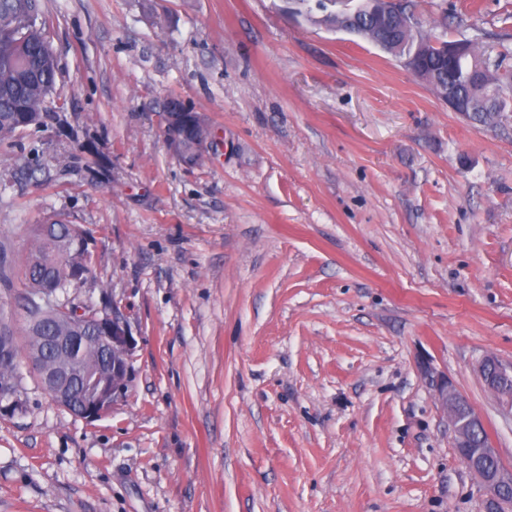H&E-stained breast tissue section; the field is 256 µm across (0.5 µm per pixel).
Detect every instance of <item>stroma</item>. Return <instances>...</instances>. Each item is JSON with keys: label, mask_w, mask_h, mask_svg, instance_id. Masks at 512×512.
Returning a JSON list of instances; mask_svg holds the SVG:
<instances>
[{"label": "stroma", "mask_w": 512, "mask_h": 512, "mask_svg": "<svg viewBox=\"0 0 512 512\" xmlns=\"http://www.w3.org/2000/svg\"><path fill=\"white\" fill-rule=\"evenodd\" d=\"M512 56V0H411ZM54 117L0 144V229L87 233L124 394L88 422L33 375L0 418V512H486L437 382L512 470V117L475 125L283 0H45ZM180 97L212 145L164 134ZM487 366L492 367L494 369L495 380L489 379V390L492 391L497 401L506 409L512 410V399L505 398L501 395L500 391L497 388L496 380L498 379H507L512 377V367L507 368L503 366L495 357L487 356L483 359L480 365V372H483ZM441 396L444 408L448 414L455 437L458 453L461 449L470 448L475 430H484L481 418L473 408L448 383L441 386Z\"/></svg>", "instance_id": "1"}]
</instances>
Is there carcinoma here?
<instances>
[{"mask_svg":"<svg viewBox=\"0 0 512 512\" xmlns=\"http://www.w3.org/2000/svg\"><path fill=\"white\" fill-rule=\"evenodd\" d=\"M286 9L295 17L316 25L345 31L360 37L386 54L404 59L417 56L413 65L420 79L438 92L442 84L451 86L458 100L473 107L463 109L465 118L496 126L512 110V69L503 67V56L491 57L489 51L471 41V54L456 69L448 66L444 55L422 50L410 25L414 15L406 0L398 4L384 25L378 23L376 0H358L354 6L343 0H285ZM47 19L43 0H0V143L11 142L18 134L20 121L36 128L46 125L51 99L56 94L58 59L46 34ZM76 224L55 222L50 227L36 224L32 229L29 251L19 272H14L7 244H0V283L9 291L12 275L23 278L27 288L21 307L25 312L23 332L16 331L12 319L0 308V382L23 384L16 375V362L41 355L51 362L58 353L45 345L47 336H82L78 345L65 352L66 364L96 375L107 353L98 350L95 335L96 309L68 300L64 306L48 308L35 297L47 288L68 281L71 270L80 267L92 275L88 254L65 251L60 241Z\"/></svg>","mask_w":512,"mask_h":512,"instance_id":"cac0c4a2","label":"carcinoma"}]
</instances>
